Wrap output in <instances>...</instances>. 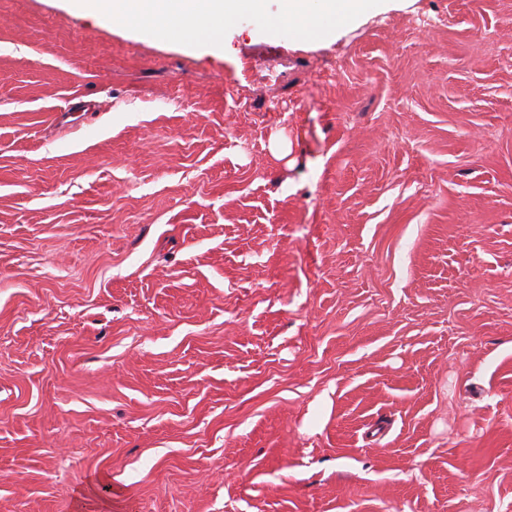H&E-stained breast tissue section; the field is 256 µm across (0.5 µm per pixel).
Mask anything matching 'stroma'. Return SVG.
Masks as SVG:
<instances>
[{"instance_id": "stroma-1", "label": "stroma", "mask_w": 512, "mask_h": 512, "mask_svg": "<svg viewBox=\"0 0 512 512\" xmlns=\"http://www.w3.org/2000/svg\"><path fill=\"white\" fill-rule=\"evenodd\" d=\"M325 29L0 0V512H512V0Z\"/></svg>"}]
</instances>
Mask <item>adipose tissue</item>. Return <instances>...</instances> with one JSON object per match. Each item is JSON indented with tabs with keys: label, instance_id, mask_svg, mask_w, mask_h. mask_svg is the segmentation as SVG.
Listing matches in <instances>:
<instances>
[{
	"label": "adipose tissue",
	"instance_id": "1",
	"mask_svg": "<svg viewBox=\"0 0 512 512\" xmlns=\"http://www.w3.org/2000/svg\"><path fill=\"white\" fill-rule=\"evenodd\" d=\"M76 7L99 12L108 20L139 27L173 40L220 45L224 28L242 14L262 15L267 0H74ZM371 0H286L273 28L313 34L323 18L354 24L371 8Z\"/></svg>",
	"mask_w": 512,
	"mask_h": 512
}]
</instances>
